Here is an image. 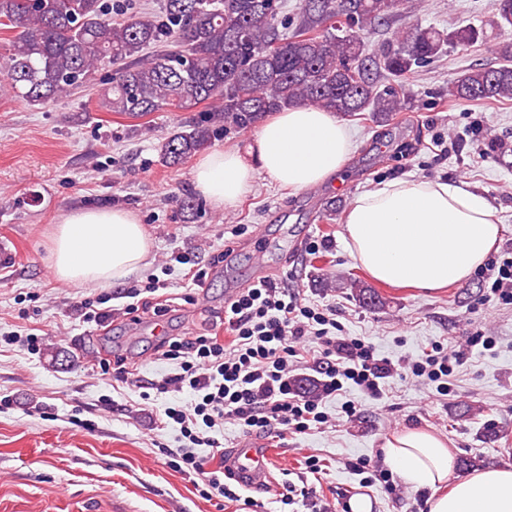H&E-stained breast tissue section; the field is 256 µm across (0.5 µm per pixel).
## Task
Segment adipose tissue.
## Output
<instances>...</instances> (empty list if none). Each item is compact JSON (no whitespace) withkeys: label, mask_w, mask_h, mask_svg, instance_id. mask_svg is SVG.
<instances>
[{"label":"adipose tissue","mask_w":512,"mask_h":512,"mask_svg":"<svg viewBox=\"0 0 512 512\" xmlns=\"http://www.w3.org/2000/svg\"><path fill=\"white\" fill-rule=\"evenodd\" d=\"M351 133L335 113L300 105L266 118L246 148L216 149L192 173L214 208H234L258 176L302 190L340 173ZM350 256L376 281L433 291L469 280L484 266L504 226L481 193L441 180L397 179L357 196L345 214ZM152 241L122 208L76 207L50 237V267L62 282L104 287L147 265ZM386 466L427 493L428 512H512V468L459 474L443 437L408 428L388 437Z\"/></svg>","instance_id":"adipose-tissue-1"}]
</instances>
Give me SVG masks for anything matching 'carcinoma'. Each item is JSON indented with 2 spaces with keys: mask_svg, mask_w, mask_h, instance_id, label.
I'll use <instances>...</instances> for the list:
<instances>
[{
  "mask_svg": "<svg viewBox=\"0 0 512 512\" xmlns=\"http://www.w3.org/2000/svg\"><path fill=\"white\" fill-rule=\"evenodd\" d=\"M408 3L302 0L293 21L283 0H164L159 14L114 23L102 0H0V28L16 31L6 41L0 93L47 105L114 65L112 86L99 99L110 112L140 119L207 105V119L162 144L163 162L175 166L220 133L294 105L392 117L405 107L407 77L448 46L466 51L487 38L482 27L412 24L392 31L379 56L366 53V36ZM490 7L498 28L512 26V0ZM499 54L500 66L448 80V100H512V42H500ZM378 69L390 83H379ZM346 287L363 303L382 302L355 280Z\"/></svg>",
  "mask_w": 512,
  "mask_h": 512,
  "instance_id": "1",
  "label": "carcinoma"
}]
</instances>
